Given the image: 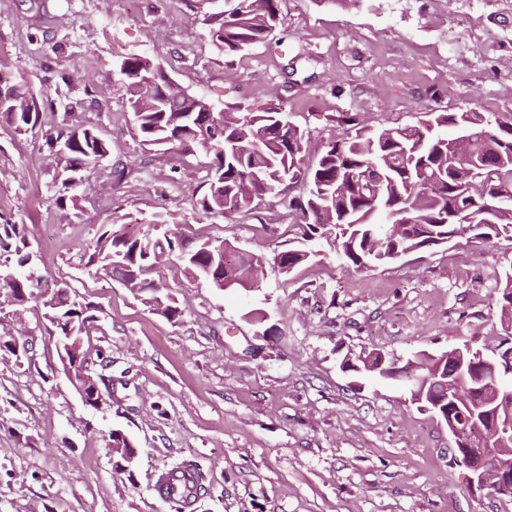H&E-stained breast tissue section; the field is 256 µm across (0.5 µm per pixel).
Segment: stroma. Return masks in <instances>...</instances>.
<instances>
[{
    "label": "stroma",
    "instance_id": "35a3bbf8",
    "mask_svg": "<svg viewBox=\"0 0 512 512\" xmlns=\"http://www.w3.org/2000/svg\"><path fill=\"white\" fill-rule=\"evenodd\" d=\"M224 0H0V71L35 94L77 71L102 108L56 112L96 123L112 146L76 206H58L46 126L0 122V215L24 224L32 268L91 304L88 366L105 403L85 406L66 379L44 308L28 303L0 336V512H175L155 495L176 465L200 480L191 512H512V499L452 465L446 425L403 384L361 371L382 351L397 366L466 341L494 348L512 239L455 238L371 270L333 252L289 275L224 291L177 261L153 270L181 315L169 320L115 280L89 275L107 231L157 237L158 214L203 239L268 256L292 248L287 182L227 218L196 204L211 158L140 143L117 63L134 54L223 110L271 101L312 141L353 126L412 124L473 107L512 118V0H280L266 39L227 56L205 23ZM138 458L117 471L108 435Z\"/></svg>",
    "mask_w": 512,
    "mask_h": 512
}]
</instances>
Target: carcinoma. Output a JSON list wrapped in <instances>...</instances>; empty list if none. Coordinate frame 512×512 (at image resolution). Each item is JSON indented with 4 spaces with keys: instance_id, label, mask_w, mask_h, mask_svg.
<instances>
[{
    "instance_id": "obj_1",
    "label": "carcinoma",
    "mask_w": 512,
    "mask_h": 512,
    "mask_svg": "<svg viewBox=\"0 0 512 512\" xmlns=\"http://www.w3.org/2000/svg\"><path fill=\"white\" fill-rule=\"evenodd\" d=\"M214 45L231 56L260 42L266 31L279 22V0H235L227 15L206 17ZM120 69L128 95V104L142 137V145L159 147L168 138L189 151L200 145L213 154L206 174V189L197 200L202 211L224 216L249 211L255 202L281 192L280 171L302 160L309 150V139L296 125L280 129L286 122L281 106L256 102L223 110L218 128L202 130L185 118L188 112L202 114L210 103L189 91L166 89L161 73L150 96L143 92L137 78L138 57L123 59ZM72 76L58 75L56 98L37 97L0 71V119L8 124L36 125L42 111L62 105L67 112L98 107L93 91L84 88V96L71 97L63 88H71ZM472 137V160L455 155L448 127ZM46 144L54 155L62 177L54 178L56 203L75 200L74 187L87 182L97 167L96 160L111 157V144L94 125L53 127ZM296 176L309 183L308 193L293 198L289 207L297 215L301 247L281 252L294 266L309 261L326 244L346 263L358 269H370L394 261L395 252H415L449 243L459 225L452 216L465 212L471 216L470 237L486 240L493 236L512 238V121L471 108L451 113H425L415 124L396 128H357L353 135L327 142L311 168L295 169ZM407 210L411 223L395 239L388 237L390 213ZM0 248L14 249L16 264L22 268L32 258L25 226L10 217L0 222ZM206 240H193L172 231L152 242L146 251L138 239L120 232L101 236L89 253L86 265L97 278H129L140 284L141 301L150 306L162 300L165 316L175 319L180 311L173 296L159 295L160 281L148 277L161 262L176 258L184 273L199 280L210 273H222L224 280L256 281L263 275L267 258L242 252L224 244V253L235 252L233 263L224 270L211 265ZM3 279L13 281L15 305L32 300L42 303L46 317L57 335L76 330L85 337L82 353L88 354L90 341L87 315L91 305L75 301L56 307L51 298L40 296L41 279L8 269ZM512 322V274L505 275L501 288L499 320ZM497 407L486 400L463 394L458 404L450 405L454 417L466 424L472 417H495Z\"/></svg>"
}]
</instances>
